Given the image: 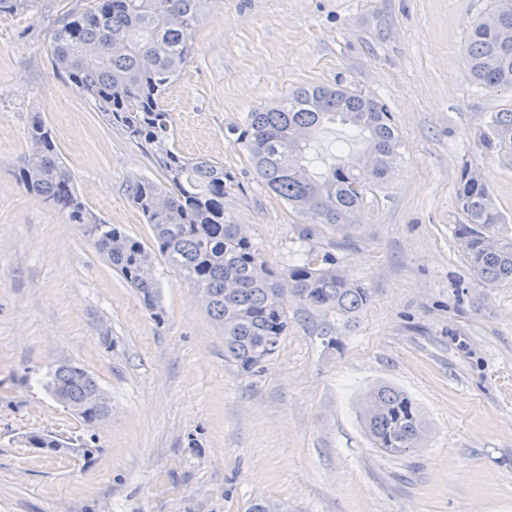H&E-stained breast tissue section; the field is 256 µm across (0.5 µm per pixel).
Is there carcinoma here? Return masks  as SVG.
<instances>
[{"label": "carcinoma", "mask_w": 512, "mask_h": 512, "mask_svg": "<svg viewBox=\"0 0 512 512\" xmlns=\"http://www.w3.org/2000/svg\"><path fill=\"white\" fill-rule=\"evenodd\" d=\"M210 5L211 0H95L52 34L55 66L162 172L160 181L135 178L127 186L150 224L154 249L87 208L51 129L37 113L27 137L40 148L19 160L14 175L25 192L83 226L156 318L163 309L154 260L162 256L183 281L208 295L207 311L224 329L225 360L252 372L264 367L288 333V298L316 320L322 343L337 349L370 294L327 255L308 253L286 269L271 268L224 214V166L205 157L187 160L170 147L163 94L186 64L194 31ZM466 62L482 87L512 89V16L499 11L497 0L471 28ZM336 119L363 142L362 156L329 162L318 156L313 135ZM239 138L269 190L310 223L306 236L314 233V224L356 223L366 194L390 179L400 157L390 113L373 96L340 85L299 88L277 105L249 113ZM483 141L512 165V108L492 113ZM457 200L462 223L455 235L472 275L490 288L512 284V226L496 207L487 178L463 169ZM50 392L88 427L112 415V395L71 360L54 365ZM356 412L380 453L405 458L423 449L429 425L421 406L401 388L387 382L369 386L357 399Z\"/></svg>", "instance_id": "cac0c4a2"}]
</instances>
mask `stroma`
Returning a JSON list of instances; mask_svg holds the SVG:
<instances>
[{
  "instance_id": "stroma-1",
  "label": "stroma",
  "mask_w": 512,
  "mask_h": 512,
  "mask_svg": "<svg viewBox=\"0 0 512 512\" xmlns=\"http://www.w3.org/2000/svg\"><path fill=\"white\" fill-rule=\"evenodd\" d=\"M93 3L0 13V512H248L259 498L284 512H512V285L477 284L454 235L464 168L486 175L512 225V167L481 141L512 91L477 87L465 59L490 0H213L164 94L174 149L223 165L224 211L270 266L328 255L371 294L337 351L289 302L288 334L255 373L225 361L223 331L164 261L157 319L81 225L15 181L40 113L85 205L153 244L126 185L159 169L51 63L54 28ZM336 83L384 104L401 160L358 223L307 236L238 134L254 109ZM60 359L111 392L95 429L48 392ZM377 382L423 408V453L371 448L352 402ZM31 431L96 449L29 448Z\"/></svg>"
}]
</instances>
